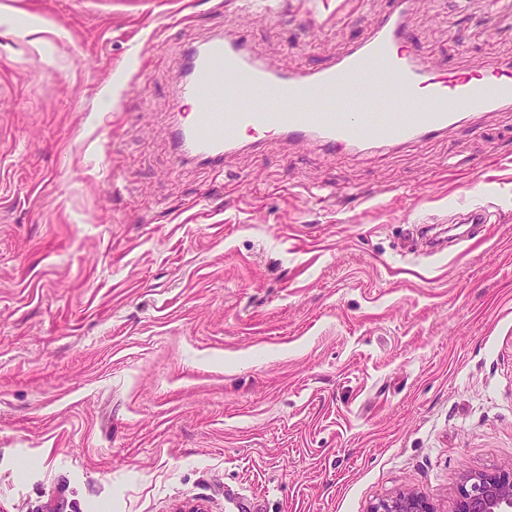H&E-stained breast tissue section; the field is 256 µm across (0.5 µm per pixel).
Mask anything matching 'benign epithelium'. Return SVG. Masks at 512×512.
Returning a JSON list of instances; mask_svg holds the SVG:
<instances>
[{"label": "benign epithelium", "instance_id": "7a95c632", "mask_svg": "<svg viewBox=\"0 0 512 512\" xmlns=\"http://www.w3.org/2000/svg\"><path fill=\"white\" fill-rule=\"evenodd\" d=\"M370 512H434L422 496L401 493L375 504ZM455 512H512V465L467 473L457 486Z\"/></svg>", "mask_w": 512, "mask_h": 512}]
</instances>
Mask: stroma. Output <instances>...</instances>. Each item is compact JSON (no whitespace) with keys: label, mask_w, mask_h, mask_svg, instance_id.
Segmentation results:
<instances>
[{"label":"stroma","mask_w":512,"mask_h":512,"mask_svg":"<svg viewBox=\"0 0 512 512\" xmlns=\"http://www.w3.org/2000/svg\"><path fill=\"white\" fill-rule=\"evenodd\" d=\"M393 7L0 0V512H454L512 463V107L219 172L171 139L190 45L306 73ZM404 22L441 68L512 60V0ZM370 512H434V510L421 495L406 492L390 499L380 500Z\"/></svg>","instance_id":"1"}]
</instances>
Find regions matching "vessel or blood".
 <instances>
[{"label":"vessel or blood","mask_w":512,"mask_h":512,"mask_svg":"<svg viewBox=\"0 0 512 512\" xmlns=\"http://www.w3.org/2000/svg\"><path fill=\"white\" fill-rule=\"evenodd\" d=\"M186 59L177 100L198 110L177 120L173 142L181 156L214 167L248 137L386 146L445 132L469 112L512 105L511 62L491 61L482 78L437 69L420 59L398 13L366 44L310 73L272 71L231 39H209Z\"/></svg>","instance_id":"1"}]
</instances>
